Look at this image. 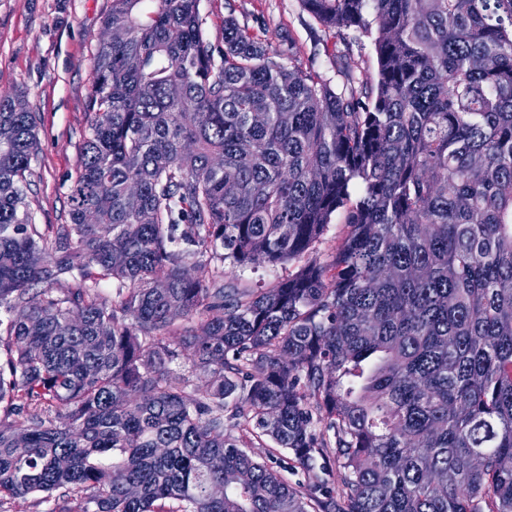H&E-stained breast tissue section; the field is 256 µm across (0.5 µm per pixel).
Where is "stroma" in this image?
I'll use <instances>...</instances> for the list:
<instances>
[{
	"label": "stroma",
	"mask_w": 512,
	"mask_h": 512,
	"mask_svg": "<svg viewBox=\"0 0 512 512\" xmlns=\"http://www.w3.org/2000/svg\"><path fill=\"white\" fill-rule=\"evenodd\" d=\"M111 0H0V96L21 94L39 118V150L31 163L28 208L35 223L69 219L79 147L90 123L93 54ZM212 48L224 46V19L260 36L268 50L342 85L338 66L359 82L375 77L370 40L325 30L299 0H200Z\"/></svg>",
	"instance_id": "1"
}]
</instances>
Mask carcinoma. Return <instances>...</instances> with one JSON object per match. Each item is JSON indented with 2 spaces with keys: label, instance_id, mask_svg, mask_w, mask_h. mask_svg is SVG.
I'll list each match as a JSON object with an SVG mask.
<instances>
[{
  "label": "carcinoma",
  "instance_id": "carcinoma-1",
  "mask_svg": "<svg viewBox=\"0 0 512 512\" xmlns=\"http://www.w3.org/2000/svg\"><path fill=\"white\" fill-rule=\"evenodd\" d=\"M198 3L112 0L67 224L0 97V512H512V0H300L367 91ZM345 232L346 228L345 224H342L341 216L335 215L322 241L316 245L317 255L322 261L330 259L336 247L341 243ZM294 270V265L286 264L282 266L272 267L261 264L255 270H248L240 278L252 285H262L264 287L272 286L279 278L284 277Z\"/></svg>",
  "mask_w": 512,
  "mask_h": 512
}]
</instances>
